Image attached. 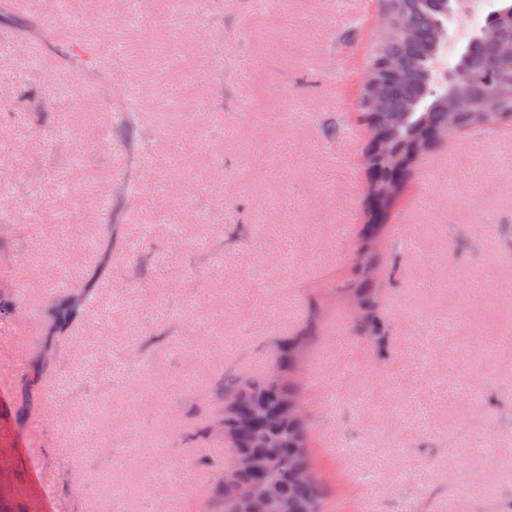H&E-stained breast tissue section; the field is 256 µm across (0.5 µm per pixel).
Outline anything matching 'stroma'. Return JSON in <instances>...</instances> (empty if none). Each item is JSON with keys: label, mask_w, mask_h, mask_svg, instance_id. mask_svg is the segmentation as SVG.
Returning a JSON list of instances; mask_svg holds the SVG:
<instances>
[{"label": "stroma", "mask_w": 512, "mask_h": 512, "mask_svg": "<svg viewBox=\"0 0 512 512\" xmlns=\"http://www.w3.org/2000/svg\"><path fill=\"white\" fill-rule=\"evenodd\" d=\"M380 22L375 0H0V512H213L224 381L297 336L326 512L512 499V130L416 163L378 250L384 355L337 295Z\"/></svg>", "instance_id": "obj_1"}]
</instances>
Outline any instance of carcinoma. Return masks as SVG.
Returning a JSON list of instances; mask_svg holds the SVG:
<instances>
[{"label": "carcinoma", "instance_id": "cac0c4a2", "mask_svg": "<svg viewBox=\"0 0 512 512\" xmlns=\"http://www.w3.org/2000/svg\"><path fill=\"white\" fill-rule=\"evenodd\" d=\"M460 0H381L383 28L372 61L383 62L375 75L373 97L383 106L376 114L362 106L361 122L369 131L364 158L369 180L368 220L361 249L376 260L375 243L394 202L393 192L408 181L417 146L446 133L490 132L504 119L481 108L485 95L495 96L501 112L512 114V4L491 13L486 25H499L507 36L497 42L469 38L452 69L462 72L453 83H436L432 64L448 39V20L459 13ZM488 56L497 58L498 72L488 82L472 76L484 71ZM344 294L357 308L362 337L384 355L387 328L379 313V291L366 277ZM86 301L72 297L56 312L62 325L80 316ZM297 342L284 346L277 377L241 385L224 381V421L233 449V465L224 477V512H245L250 495H266L270 512H323L325 487L300 481L292 470L312 466L305 441L307 423L289 415L299 402L291 383L297 366Z\"/></svg>", "mask_w": 512, "mask_h": 512}]
</instances>
